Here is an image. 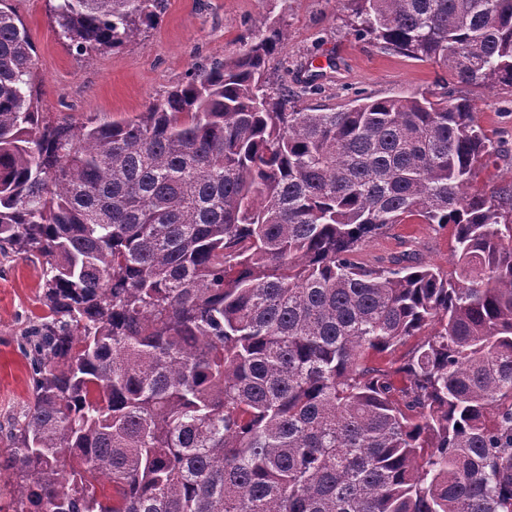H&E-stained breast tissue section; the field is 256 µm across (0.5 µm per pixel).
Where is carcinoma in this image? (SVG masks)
I'll return each mask as SVG.
<instances>
[{
	"instance_id": "cac0c4a2",
	"label": "carcinoma",
	"mask_w": 512,
	"mask_h": 512,
	"mask_svg": "<svg viewBox=\"0 0 512 512\" xmlns=\"http://www.w3.org/2000/svg\"><path fill=\"white\" fill-rule=\"evenodd\" d=\"M358 37L512 85V0H348ZM160 0H57L89 56ZM262 25L132 119L53 124L0 0V254L41 260L6 512H512V190L445 92L299 108ZM453 226L450 277L357 260ZM416 344L394 372L369 351ZM404 375L396 385L393 374Z\"/></svg>"
}]
</instances>
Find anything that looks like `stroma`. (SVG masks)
<instances>
[{
	"label": "stroma",
	"instance_id": "stroma-1",
	"mask_svg": "<svg viewBox=\"0 0 512 512\" xmlns=\"http://www.w3.org/2000/svg\"><path fill=\"white\" fill-rule=\"evenodd\" d=\"M35 47L36 87L47 119L80 124L135 117L198 68L232 58L254 39L260 23L287 35L270 62L274 83L298 92L299 107L339 109L360 95L377 99L447 91L470 99L476 120L499 153L474 185L491 193L512 186V86L462 84L445 68L355 36L347 0H163L153 25L123 46L89 57L70 51L52 17L54 0H9ZM415 251L453 272L452 229L406 223L366 243L367 265ZM42 284L38 260L0 257V448L30 400V373L19 336Z\"/></svg>",
	"mask_w": 512,
	"mask_h": 512
}]
</instances>
